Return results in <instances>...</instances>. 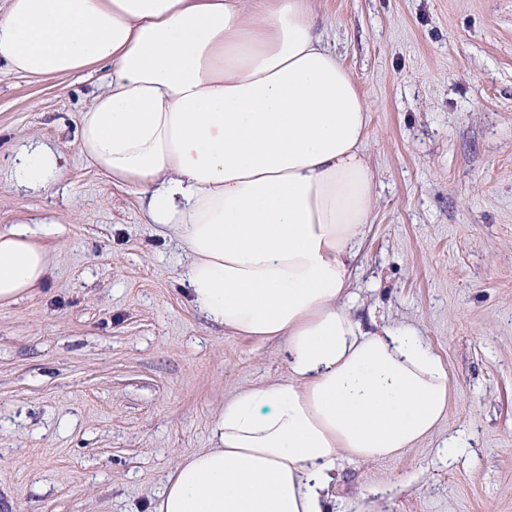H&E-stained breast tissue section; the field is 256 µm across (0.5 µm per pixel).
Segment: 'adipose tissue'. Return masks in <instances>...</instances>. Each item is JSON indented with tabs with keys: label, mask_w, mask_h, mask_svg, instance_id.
Returning a JSON list of instances; mask_svg holds the SVG:
<instances>
[{
	"label": "adipose tissue",
	"mask_w": 512,
	"mask_h": 512,
	"mask_svg": "<svg viewBox=\"0 0 512 512\" xmlns=\"http://www.w3.org/2000/svg\"><path fill=\"white\" fill-rule=\"evenodd\" d=\"M313 0H10L0 64L46 78L103 71L76 143L147 223L188 247L191 303L240 336L279 339L276 382L221 408L217 445L182 456L152 512H327L342 461L433 434L448 370L408 327L366 329L352 267L377 205L370 106L317 31ZM20 186L60 156L19 149ZM51 269L28 224L0 227V305Z\"/></svg>",
	"instance_id": "ef3b65f1"
}]
</instances>
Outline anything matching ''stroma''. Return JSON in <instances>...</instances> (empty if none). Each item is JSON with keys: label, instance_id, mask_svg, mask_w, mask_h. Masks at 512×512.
Instances as JSON below:
<instances>
[{"label": "stroma", "instance_id": "35a3bbf8", "mask_svg": "<svg viewBox=\"0 0 512 512\" xmlns=\"http://www.w3.org/2000/svg\"><path fill=\"white\" fill-rule=\"evenodd\" d=\"M371 107L378 181L353 280L371 328L445 363L448 415L404 455L342 462L333 512H512V0H314ZM96 77L0 66V226L47 224L51 273L0 307V512H149L218 410L286 373L281 340L207 322L186 250L82 155ZM62 178L25 189L26 140ZM467 450L445 458L449 437Z\"/></svg>", "mask_w": 512, "mask_h": 512}]
</instances>
